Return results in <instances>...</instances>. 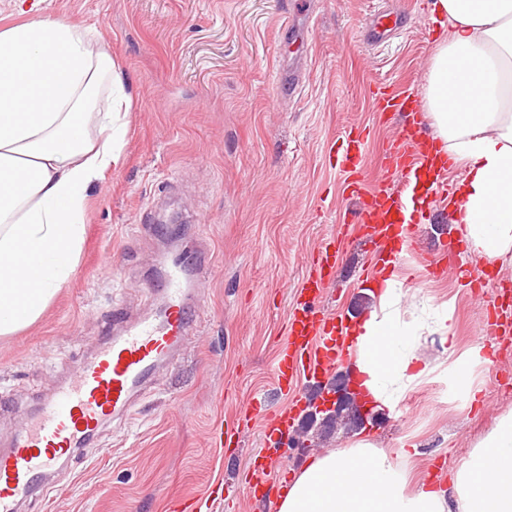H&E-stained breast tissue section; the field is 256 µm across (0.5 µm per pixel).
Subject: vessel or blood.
<instances>
[{
    "instance_id": "1",
    "label": "vessel or blood",
    "mask_w": 512,
    "mask_h": 512,
    "mask_svg": "<svg viewBox=\"0 0 512 512\" xmlns=\"http://www.w3.org/2000/svg\"><path fill=\"white\" fill-rule=\"evenodd\" d=\"M400 23L394 12L374 17L373 42L391 38ZM374 103L380 112L412 115L402 124L397 141L383 150L384 168L399 175V184L363 189L368 135L359 127L351 128L344 143L330 149L329 163L341 172L346 190L357 201L348 223L362 225L365 239L378 255L395 242L412 247L411 227L404 222L407 200L418 194L438 200L446 194L448 157L436 148L421 122L414 120V113L422 109L415 94L382 84L374 92ZM339 256L335 237L323 238L295 295L273 367L280 391L303 383L315 388L317 399H324L330 376L345 363V325L319 304L324 289L336 277ZM207 261L206 254L197 252L169 261L162 278L154 283L163 297L161 305L133 320L116 316L111 333L96 351L51 397L23 414L11 441L0 448V512H18L19 505L32 496L48 494L66 462L83 456L104 428L132 414L138 391L184 346L198 322L200 309L190 302L189 293L197 271ZM481 328L493 340L512 335V313L493 304ZM302 411L298 403L274 408L261 398L241 408L237 423L259 425L264 444L271 446L294 434ZM253 470L245 494L255 500L269 498L276 480L267 464L254 465Z\"/></svg>"
}]
</instances>
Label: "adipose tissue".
<instances>
[{
	"label": "adipose tissue",
	"mask_w": 512,
	"mask_h": 512,
	"mask_svg": "<svg viewBox=\"0 0 512 512\" xmlns=\"http://www.w3.org/2000/svg\"><path fill=\"white\" fill-rule=\"evenodd\" d=\"M448 36L424 89L433 136L463 170L454 212L474 260L512 262V0H434ZM116 64L83 27L34 19L0 30V335L33 324L74 271L91 188L117 165L121 100L99 106ZM404 275L387 262L367 317L351 324L348 361L376 409L444 370L471 403L480 347L459 348L453 311L404 304ZM443 347L422 362L423 335ZM417 444L388 452L367 439L311 458L277 512H512V409L479 437L450 477L426 480Z\"/></svg>",
	"instance_id": "ef3b65f1"
}]
</instances>
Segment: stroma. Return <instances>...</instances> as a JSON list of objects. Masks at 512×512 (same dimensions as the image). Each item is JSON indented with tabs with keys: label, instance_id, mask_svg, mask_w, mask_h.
<instances>
[{
	"label": "stroma",
	"instance_id": "1",
	"mask_svg": "<svg viewBox=\"0 0 512 512\" xmlns=\"http://www.w3.org/2000/svg\"><path fill=\"white\" fill-rule=\"evenodd\" d=\"M433 0H0V29L33 18L91 29L108 45L131 97L120 164L90 193L75 270L42 316L0 338V444L21 411L34 406L90 355L112 329V311L136 316L160 297L151 281L169 255L154 227L171 213L183 223L182 249L207 252L192 298L201 320L188 346L163 364L124 424L104 429L56 489L21 512H169L176 496L207 497L223 485L213 512H269L247 498L252 429L233 456L214 442L239 409L263 395L281 406L273 361L290 302L321 239L340 241V271L322 306L353 323L373 304L360 280L370 246L344 215L355 205L328 147L350 127L370 132L365 182L381 175L379 151L399 117L374 109L372 90L401 83L423 92L435 41L425 35ZM407 21L388 45L371 46L363 28L380 5ZM302 75L288 96L282 69ZM418 256L403 261L406 288L432 306L453 301L460 346L482 347L481 401L463 405L440 375L409 393L394 413L364 431L379 447L415 436L426 474H447L497 416L512 409V339L479 329L488 298L468 285L478 267L453 215L428 206L415 228ZM449 250L445 274L424 259ZM115 264L117 277L103 268ZM330 435L314 447L266 451L280 478L314 456L344 447Z\"/></svg>",
	"mask_w": 512,
	"mask_h": 512
}]
</instances>
